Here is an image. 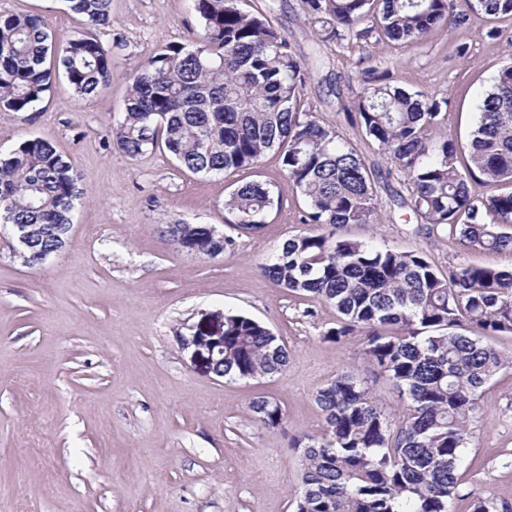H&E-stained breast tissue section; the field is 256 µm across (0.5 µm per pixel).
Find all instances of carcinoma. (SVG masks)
I'll use <instances>...</instances> for the list:
<instances>
[{"label": "carcinoma", "mask_w": 512, "mask_h": 512, "mask_svg": "<svg viewBox=\"0 0 512 512\" xmlns=\"http://www.w3.org/2000/svg\"><path fill=\"white\" fill-rule=\"evenodd\" d=\"M84 27L56 45L41 17L0 15V112H27L50 89L51 58L80 99L112 81V47L96 31L112 26V0H65ZM204 35L168 44L135 69L123 121L113 141L130 157L158 145L180 167L204 177L257 166L276 151L306 210L302 223L325 228L286 239L261 267L277 286L329 303L340 314L326 337L361 336L370 365L406 396L396 422L373 396L359 369H347L315 397L326 423L320 437L291 438L302 462L296 512H448L470 438L476 400L491 377L512 363L490 336L512 334V270L475 265L437 269L416 251H401L338 234L350 224H376L377 172L360 146L322 124L303 106L313 76L270 18L241 0H191ZM317 41L418 45L439 27L451 31L472 16L512 17V0H302ZM394 64L361 71L350 124L377 144L406 187L416 235L443 233L471 247L512 251V63L486 93L466 160L452 139L425 130L445 119L448 100L393 84ZM500 192L478 195L473 185ZM83 188L73 164L50 141L35 137L0 156V224H24L29 265L65 247ZM280 194L251 180L224 197V223L256 234ZM213 229L184 223L183 240L210 254ZM289 352L258 321L224 315L219 377L253 379L283 372ZM257 422L285 423L282 407L259 397Z\"/></svg>", "instance_id": "cac0c4a2"}]
</instances>
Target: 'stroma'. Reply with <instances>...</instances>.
Here are the masks:
<instances>
[{
	"label": "stroma",
	"mask_w": 512,
	"mask_h": 512,
	"mask_svg": "<svg viewBox=\"0 0 512 512\" xmlns=\"http://www.w3.org/2000/svg\"><path fill=\"white\" fill-rule=\"evenodd\" d=\"M271 17L315 74L302 99L325 124L359 143L369 162L376 145L361 140L345 110L373 59L394 60L396 83L446 98L435 140L471 139L478 108L499 69L512 62V18L484 36V18L455 31L435 30L418 46L313 41L301 0H243ZM112 82L77 99L63 77L29 112H0V152L26 139L51 141L77 169L86 191L71 214L69 241L40 266L14 255L0 234V512H294L302 467L292 437L322 435L315 396L336 374L361 369L393 416L407 401L363 358V340L335 343L326 332L339 314L274 285L262 271L280 245L303 231L304 204L292 192L276 152L256 168L220 177L192 174L164 149L124 154L110 133L121 121L130 78L169 43L202 33L188 0H112ZM0 14L41 15L56 43L81 28L64 0H0ZM259 179L282 193L263 229L214 258L174 251L157 229L185 220L224 225V195ZM394 178L377 186L381 221L354 225L353 238L420 251L438 268L471 264L512 269V252L415 235L417 219L395 195ZM251 317L286 344L285 373L227 380L184 344L222 331L226 313ZM280 403L286 423L254 419L253 398ZM448 512H470L492 495L512 510V365L482 391Z\"/></svg>",
	"instance_id": "obj_1"
}]
</instances>
